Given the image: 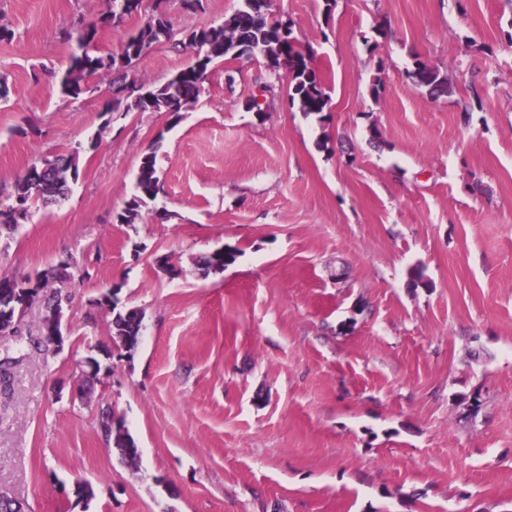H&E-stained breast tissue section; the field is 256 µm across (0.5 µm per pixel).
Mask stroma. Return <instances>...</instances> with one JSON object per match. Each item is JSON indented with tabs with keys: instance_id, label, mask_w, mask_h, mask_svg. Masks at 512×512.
<instances>
[{
	"instance_id": "stroma-1",
	"label": "stroma",
	"mask_w": 512,
	"mask_h": 512,
	"mask_svg": "<svg viewBox=\"0 0 512 512\" xmlns=\"http://www.w3.org/2000/svg\"><path fill=\"white\" fill-rule=\"evenodd\" d=\"M155 3L112 28L108 0H0V190L73 150L80 169L0 234L2 274L74 263L62 351L29 348L0 392V491L26 512H512V0H273L330 96L319 114L284 84L252 109L271 73L247 57L213 63L176 117H105L101 78L63 98L73 33L99 24L118 53ZM203 4L165 0L177 38L242 0ZM191 58L159 46L133 76ZM419 60L451 95L413 83ZM147 152L159 191L119 223ZM224 246L236 261L203 273ZM113 289L143 316L130 354ZM94 349L112 367L84 401ZM114 419L121 420L120 428L112 430V422ZM98 428L102 436L112 444V449L116 451L118 456L132 467H136L140 459V451L135 440L125 428L124 422L120 417H116L110 407L101 408L98 414Z\"/></svg>"
}]
</instances>
